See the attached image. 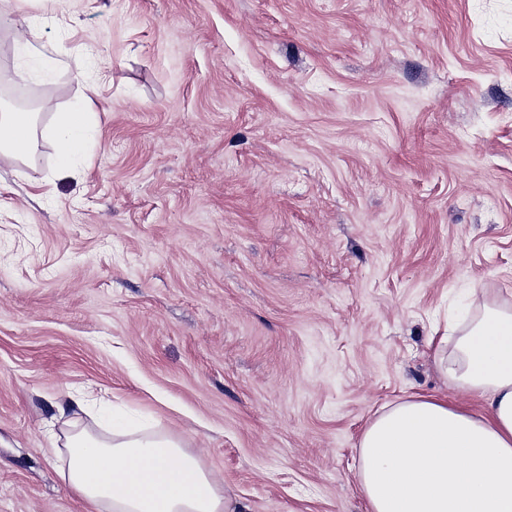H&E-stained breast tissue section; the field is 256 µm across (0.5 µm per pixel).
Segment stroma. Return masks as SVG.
<instances>
[{"mask_svg":"<svg viewBox=\"0 0 512 512\" xmlns=\"http://www.w3.org/2000/svg\"><path fill=\"white\" fill-rule=\"evenodd\" d=\"M20 10L57 68L19 75L5 27L0 72L37 111L86 47L112 80L72 170L0 156V512H84L52 451L80 389L248 512H365L362 428L444 390L473 289L512 295V0Z\"/></svg>","mask_w":512,"mask_h":512,"instance_id":"stroma-1","label":"stroma"}]
</instances>
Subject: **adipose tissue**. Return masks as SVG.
Masks as SVG:
<instances>
[{
    "label": "adipose tissue",
    "mask_w": 512,
    "mask_h": 512,
    "mask_svg": "<svg viewBox=\"0 0 512 512\" xmlns=\"http://www.w3.org/2000/svg\"><path fill=\"white\" fill-rule=\"evenodd\" d=\"M28 73L54 62L35 44L37 19L0 17ZM97 84L71 108L0 113V155L26 161L49 146L58 170L73 167L99 126ZM451 393L384 407L359 436L357 483L367 512H512V302H483L434 346ZM66 481L88 512H244L199 458L169 433L113 424L64 435Z\"/></svg>",
    "instance_id": "ef3b65f1"
}]
</instances>
